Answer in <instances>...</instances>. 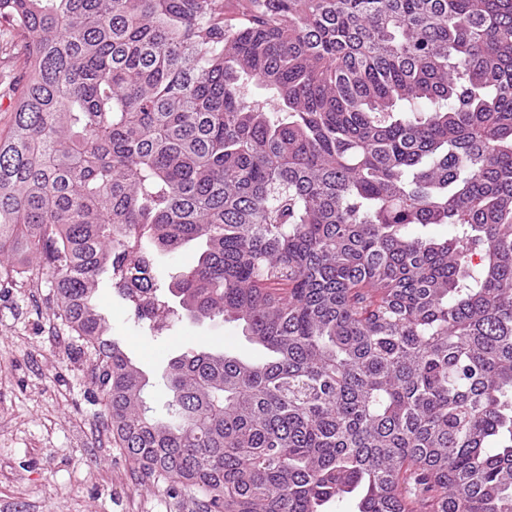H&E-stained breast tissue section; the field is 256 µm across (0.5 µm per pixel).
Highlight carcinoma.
Here are the masks:
<instances>
[{
  "mask_svg": "<svg viewBox=\"0 0 512 512\" xmlns=\"http://www.w3.org/2000/svg\"><path fill=\"white\" fill-rule=\"evenodd\" d=\"M227 7L0 0V288L53 278L116 447L199 512H512V0ZM107 272L151 336L232 320L266 356L171 358L153 417Z\"/></svg>",
  "mask_w": 512,
  "mask_h": 512,
  "instance_id": "1",
  "label": "carcinoma"
}]
</instances>
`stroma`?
Masks as SVG:
<instances>
[{"instance_id": "obj_1", "label": "stroma", "mask_w": 512, "mask_h": 512, "mask_svg": "<svg viewBox=\"0 0 512 512\" xmlns=\"http://www.w3.org/2000/svg\"><path fill=\"white\" fill-rule=\"evenodd\" d=\"M95 302L159 402L166 363L183 351L205 343L241 358L259 354L233 321H187L153 337L106 279ZM58 309L50 276L38 271L0 297V512H196V494L171 497L167 482L115 447L104 403L85 376L93 358L73 347Z\"/></svg>"}]
</instances>
